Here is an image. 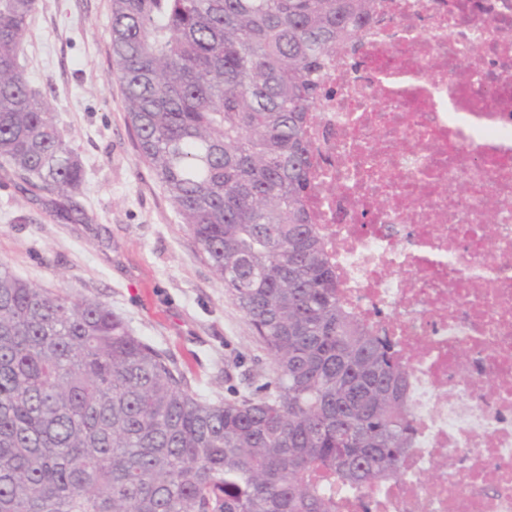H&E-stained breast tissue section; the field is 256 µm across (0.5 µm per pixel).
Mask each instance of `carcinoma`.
Returning <instances> with one entry per match:
<instances>
[{"label": "carcinoma", "mask_w": 512, "mask_h": 512, "mask_svg": "<svg viewBox=\"0 0 512 512\" xmlns=\"http://www.w3.org/2000/svg\"><path fill=\"white\" fill-rule=\"evenodd\" d=\"M39 0H0V172L89 223L84 169L19 58ZM375 0H111L113 74L142 161L275 363L248 394L188 390L103 301L0 261V512H333L414 426L391 345L342 304L305 206L315 72Z\"/></svg>", "instance_id": "1"}]
</instances>
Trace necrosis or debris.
I'll use <instances>...</instances> for the list:
<instances>
[{"label":"necrosis or debris","instance_id":"obj_1","mask_svg":"<svg viewBox=\"0 0 512 512\" xmlns=\"http://www.w3.org/2000/svg\"><path fill=\"white\" fill-rule=\"evenodd\" d=\"M319 79L306 207L415 428L335 512H512V0H376Z\"/></svg>","mask_w":512,"mask_h":512}]
</instances>
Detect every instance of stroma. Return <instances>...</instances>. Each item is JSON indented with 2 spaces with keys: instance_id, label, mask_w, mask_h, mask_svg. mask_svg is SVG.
Masks as SVG:
<instances>
[{
  "instance_id": "35a3bbf8",
  "label": "stroma",
  "mask_w": 512,
  "mask_h": 512,
  "mask_svg": "<svg viewBox=\"0 0 512 512\" xmlns=\"http://www.w3.org/2000/svg\"><path fill=\"white\" fill-rule=\"evenodd\" d=\"M110 0H39L20 64L85 170L87 224L52 221L0 180V260L23 279L105 302L163 350L191 392H247L273 363L141 160L112 73Z\"/></svg>"
}]
</instances>
